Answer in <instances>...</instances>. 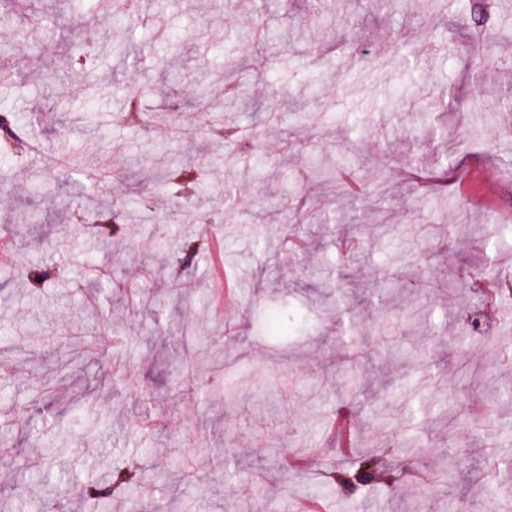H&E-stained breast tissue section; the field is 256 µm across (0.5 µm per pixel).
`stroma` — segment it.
I'll use <instances>...</instances> for the list:
<instances>
[{"label":"stroma","mask_w":512,"mask_h":512,"mask_svg":"<svg viewBox=\"0 0 512 512\" xmlns=\"http://www.w3.org/2000/svg\"><path fill=\"white\" fill-rule=\"evenodd\" d=\"M451 0L447 13L419 7L373 10L368 0H327L315 16L309 0H138L133 15L114 18L104 0H39L58 22L47 37L0 0V43L11 48L13 77L0 81V106L11 108L13 139L0 136V239L18 261L0 268V465L23 463L46 477L0 495V512H90L80 492L103 464L143 459L168 477L143 488L166 512H293L323 498L330 512H512V501L488 489L512 488V232L487 248L486 224L512 225V133L501 103L512 95V0H485L484 26ZM159 16L165 33L149 24ZM263 25L251 71L226 74L225 54L239 29ZM452 35L462 53L497 37V60L465 68L431 51ZM185 37L173 56L169 36ZM122 42L133 53L83 54L85 42ZM168 62L167 81L142 71L136 53ZM313 72L311 90L282 82V71ZM248 83L254 101L278 106L283 122L256 120L251 109L225 113L244 126L248 149L212 131L197 109L202 84L225 76ZM107 87L95 95L92 83ZM139 82L149 119L117 128L129 85ZM442 89L446 107L417 115L422 91ZM92 115L91 131L73 116ZM451 160L443 182L417 187L404 171ZM200 161L206 187L196 212L175 208L164 169ZM350 170L361 193L338 192ZM135 183H128V175ZM152 201L153 219L133 223L121 209L131 185ZM389 205L379 226L364 210L375 185ZM94 190L96 211L59 214L53 193ZM355 216L362 232L340 223ZM438 225L423 238L413 226ZM224 238V266L244 290L224 317L210 312L209 266L188 258L186 240ZM305 253L283 249L287 237ZM273 244L257 254L256 238ZM108 255L106 291L85 267ZM320 265L312 281L307 264ZM498 274V295L475 290L476 268ZM349 286L370 319L354 329L362 357L345 363L346 323L308 311L309 294ZM411 298L435 311L432 324H408ZM290 317H282L281 309ZM484 323L478 347L470 316ZM426 351L428 415L417 413V384L406 369ZM201 383L189 395L186 380ZM358 381L361 401L343 386ZM93 406L72 410L81 392ZM386 413L372 440V412ZM72 413L62 423L61 411ZM356 423L351 449L333 446L327 425L340 412ZM431 440L438 455L409 460L408 437ZM160 452L149 455L150 447ZM381 447L391 469L422 479L360 493L333 472L353 455ZM310 460L300 473L277 467L283 454ZM498 468H491V460ZM196 480L181 481L185 466Z\"/></svg>","instance_id":"obj_1"}]
</instances>
